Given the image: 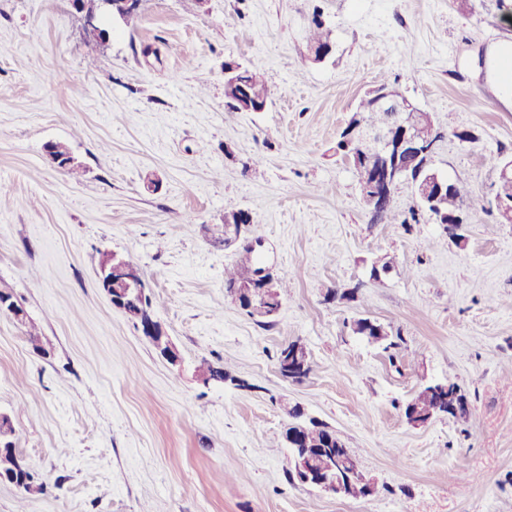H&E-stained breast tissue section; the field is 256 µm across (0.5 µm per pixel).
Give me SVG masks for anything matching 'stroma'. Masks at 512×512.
<instances>
[{
    "mask_svg": "<svg viewBox=\"0 0 512 512\" xmlns=\"http://www.w3.org/2000/svg\"><path fill=\"white\" fill-rule=\"evenodd\" d=\"M497 2L142 0L135 24L102 15L91 48L68 0H0V290L25 313L0 315V414L45 485L24 499L0 482V512H512V223L487 160L512 158V106L481 70L512 40ZM230 58L263 62L264 111L228 109ZM383 83L439 117L430 166L469 190L464 245L411 220L405 182L396 223H371L336 141ZM237 210L288 283L268 326L224 288ZM112 253L139 266L180 366L99 287ZM360 317L401 334L396 357L352 333ZM295 340L317 366L300 383L276 365ZM203 359L235 383L197 381ZM445 380L468 418L406 424L402 405ZM287 401L356 451L375 495L289 481Z\"/></svg>",
    "mask_w": 512,
    "mask_h": 512,
    "instance_id": "1",
    "label": "stroma"
}]
</instances>
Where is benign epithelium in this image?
Segmentation results:
<instances>
[{"instance_id": "benign-epithelium-1", "label": "benign epithelium", "mask_w": 512, "mask_h": 512, "mask_svg": "<svg viewBox=\"0 0 512 512\" xmlns=\"http://www.w3.org/2000/svg\"><path fill=\"white\" fill-rule=\"evenodd\" d=\"M71 5L83 14L88 32L97 36L102 29L99 26L100 13L97 8L84 6L85 0H69ZM367 96L374 106L386 113L387 123L377 129L360 124H348L345 127L344 144L349 159L356 164H364L373 172L372 179L360 186L365 204L375 210L377 202L392 194L396 186L408 181L411 184L417 203L423 208H433L431 214L435 220L448 218L450 224H464L460 215H445L438 210L446 179L433 171L429 163L435 151L440 132H432L421 124L422 109L397 89H388L382 85L370 89ZM421 162L416 178H411L409 171L416 162ZM133 263L115 254L107 255L100 265L99 282L104 292L110 297L114 306L128 295H141L146 290V283L131 276ZM254 288L267 289L266 296L250 307L251 315L266 319L279 312L282 306L275 280L270 274L258 268L254 274ZM153 346L161 352L169 363L181 364L177 348L165 333H157L153 324L145 327ZM303 346L290 347L284 354L281 369L289 374L302 362ZM299 481L307 486L336 497L347 496L351 483H361L368 495L376 492V485L363 474L358 460L347 452L339 450L330 452L318 461L305 456L290 454Z\"/></svg>"}]
</instances>
